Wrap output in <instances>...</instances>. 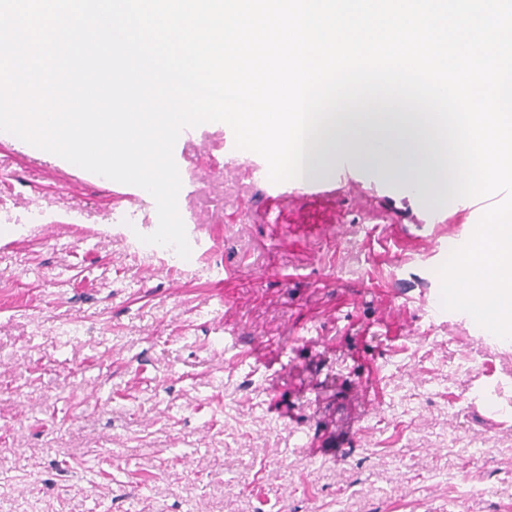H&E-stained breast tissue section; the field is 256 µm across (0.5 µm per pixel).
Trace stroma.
Wrapping results in <instances>:
<instances>
[{"label": "stroma", "instance_id": "1", "mask_svg": "<svg viewBox=\"0 0 512 512\" xmlns=\"http://www.w3.org/2000/svg\"><path fill=\"white\" fill-rule=\"evenodd\" d=\"M225 128L201 124L176 156L211 175L178 208L231 267L219 288L196 265L150 277L129 225L153 233L158 215L134 186L68 179L0 132V512H512V417L492 412L512 350L433 330L416 299L441 278L416 203L362 184L280 218L344 238L275 236ZM228 329L292 357L275 391L271 370L218 361ZM367 402L380 422H360Z\"/></svg>", "mask_w": 512, "mask_h": 512}]
</instances>
